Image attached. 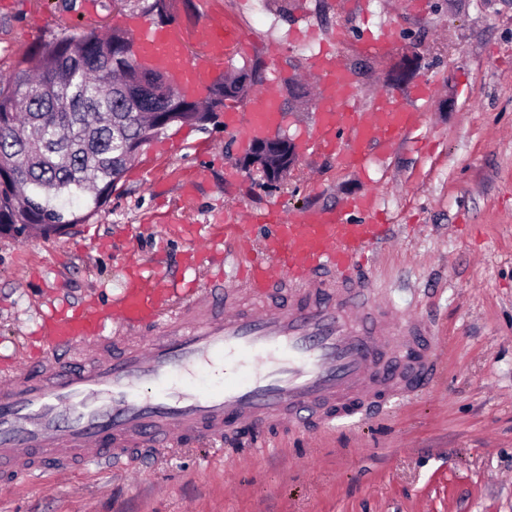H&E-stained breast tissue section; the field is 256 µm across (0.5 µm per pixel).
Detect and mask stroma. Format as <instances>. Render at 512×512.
Wrapping results in <instances>:
<instances>
[{
    "label": "stroma",
    "mask_w": 512,
    "mask_h": 512,
    "mask_svg": "<svg viewBox=\"0 0 512 512\" xmlns=\"http://www.w3.org/2000/svg\"><path fill=\"white\" fill-rule=\"evenodd\" d=\"M339 2L174 0L145 16L240 28L247 50L227 69L256 63L277 77L278 134L296 164L266 182L223 111L144 146L102 206L72 198L81 223L0 235V368L23 357L42 312L90 296L110 304L128 261L189 276L200 230L225 211L330 209L372 193L390 227L369 262L374 293L434 325L432 385L327 428L288 423L221 447L18 476L0 482V512H512V0ZM123 18L112 0H0V78L48 42L107 35ZM383 28L393 48L377 55L364 36ZM325 44L363 102L389 92L421 117L360 168L310 144L318 82L307 66ZM425 80L433 93L414 99Z\"/></svg>",
    "instance_id": "obj_1"
}]
</instances>
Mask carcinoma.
<instances>
[{"label": "carcinoma", "instance_id": "1", "mask_svg": "<svg viewBox=\"0 0 512 512\" xmlns=\"http://www.w3.org/2000/svg\"><path fill=\"white\" fill-rule=\"evenodd\" d=\"M133 39L114 31L42 46L36 64L0 81V234L37 227L48 237L81 218L66 202L90 188L92 205L107 197L143 146L174 125L204 126L226 100H239L260 83L258 66L214 84L187 102L137 93L145 73Z\"/></svg>", "mask_w": 512, "mask_h": 512}]
</instances>
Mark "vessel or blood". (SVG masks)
<instances>
[{
	"label": "vessel or blood",
	"mask_w": 512,
	"mask_h": 512,
	"mask_svg": "<svg viewBox=\"0 0 512 512\" xmlns=\"http://www.w3.org/2000/svg\"><path fill=\"white\" fill-rule=\"evenodd\" d=\"M135 31L137 59L197 91L221 78L216 61L241 44L235 27L212 25L202 54L191 58L181 26L143 22ZM310 66L320 78L319 143L342 165L365 164L370 148L391 147L416 127L415 113L391 93L362 105L338 53L320 50ZM282 121L270 83L230 115L231 127L250 137ZM372 210L364 197L290 216L228 211L224 222L238 249L232 282L218 274L196 291L161 271L135 273L109 306L49 312L41 357L0 374V472L35 479L75 460L102 465L162 442L217 441L242 420L258 430L278 419L302 425L332 396L340 416L351 417L379 373L374 350L385 335L431 333L384 309L368 275L350 272L381 240ZM257 223L274 227L264 264L250 256ZM279 288L291 294L289 308L270 304ZM204 370L215 383L196 384Z\"/></svg>",
	"instance_id": "obj_1"
}]
</instances>
